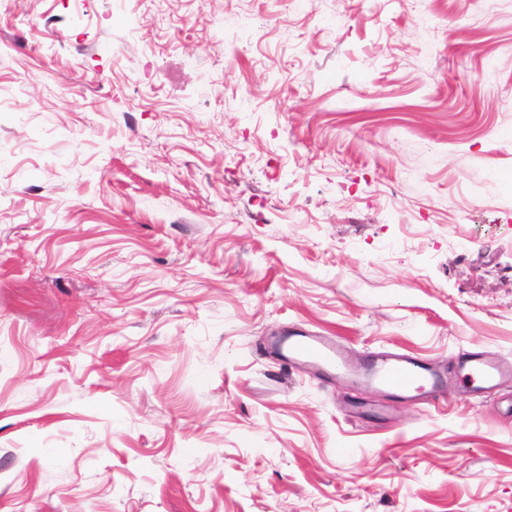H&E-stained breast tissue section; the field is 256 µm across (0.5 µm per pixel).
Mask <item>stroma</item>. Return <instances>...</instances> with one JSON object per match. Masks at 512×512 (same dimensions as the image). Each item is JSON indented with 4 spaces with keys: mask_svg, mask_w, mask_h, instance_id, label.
I'll return each instance as SVG.
<instances>
[{
    "mask_svg": "<svg viewBox=\"0 0 512 512\" xmlns=\"http://www.w3.org/2000/svg\"><path fill=\"white\" fill-rule=\"evenodd\" d=\"M470 348L512 361V0H0V512H512ZM274 349L291 364L312 365L327 374L353 375L341 346L328 336L294 334L278 340ZM358 379L410 397H432L440 383L439 376L427 363L403 353L381 355Z\"/></svg>",
    "mask_w": 512,
    "mask_h": 512,
    "instance_id": "35a3bbf8",
    "label": "stroma"
}]
</instances>
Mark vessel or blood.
Instances as JSON below:
<instances>
[{
  "label": "vessel or blood",
  "instance_id": "1",
  "mask_svg": "<svg viewBox=\"0 0 512 512\" xmlns=\"http://www.w3.org/2000/svg\"><path fill=\"white\" fill-rule=\"evenodd\" d=\"M281 357L292 364H308L329 374H350L341 346L331 337L307 333L294 334L274 345ZM462 380L473 393H492L501 380L512 376V365L491 364L481 353L463 350L459 357ZM360 381L410 397H431L437 394L440 379L434 370L408 354L381 355L359 376Z\"/></svg>",
  "mask_w": 512,
  "mask_h": 512
}]
</instances>
